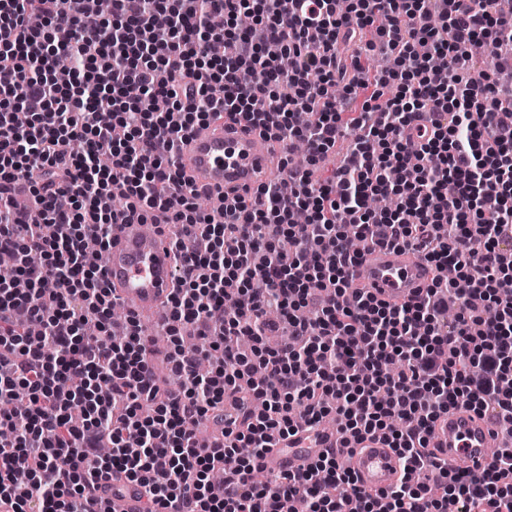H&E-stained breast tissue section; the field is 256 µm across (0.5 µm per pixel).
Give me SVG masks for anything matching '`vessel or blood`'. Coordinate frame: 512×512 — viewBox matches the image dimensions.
Masks as SVG:
<instances>
[{"mask_svg": "<svg viewBox=\"0 0 512 512\" xmlns=\"http://www.w3.org/2000/svg\"><path fill=\"white\" fill-rule=\"evenodd\" d=\"M281 142L263 135L254 126L226 120L223 127L207 126L185 139L177 163L189 177V187L201 193L230 196L265 182L271 158ZM171 229L157 224H118L100 264L114 299L150 328L151 320L173 288ZM429 279L426 264L412 251L374 246L364 250L352 287L370 288L390 304L415 296ZM336 430L316 427L277 441L263 464L271 472L307 467L318 453L337 448ZM497 428L459 407L441 418L431 446L441 459L466 471L481 470L488 451L500 447ZM358 487L383 490L395 484L400 462L393 449L379 438L362 441L349 461ZM113 512H144L145 500L135 486L113 499Z\"/></svg>", "mask_w": 512, "mask_h": 512, "instance_id": "obj_1", "label": "vessel or blood"}]
</instances>
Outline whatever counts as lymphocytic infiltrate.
I'll use <instances>...</instances> for the list:
<instances>
[{"label": "lymphocytic infiltrate", "mask_w": 512, "mask_h": 512, "mask_svg": "<svg viewBox=\"0 0 512 512\" xmlns=\"http://www.w3.org/2000/svg\"><path fill=\"white\" fill-rule=\"evenodd\" d=\"M368 34L398 69L338 60ZM510 61L512 0H0V403L28 395L0 413V506L112 512L118 473L147 512H512L511 447L477 474L428 449L461 406L512 423ZM227 115L304 143L291 194L197 207L179 145ZM350 128L345 165L316 178ZM384 195L395 207L371 210ZM121 220L175 228L173 398L136 318L111 336L94 257ZM358 241L416 249L442 278L400 305L349 291ZM330 415L345 444L382 436L400 483L359 489L340 451L256 483L277 438ZM205 418L220 437L197 438Z\"/></svg>", "instance_id": "obj_1"}]
</instances>
